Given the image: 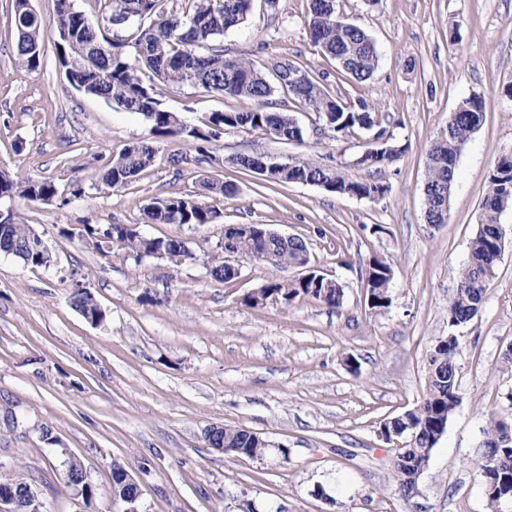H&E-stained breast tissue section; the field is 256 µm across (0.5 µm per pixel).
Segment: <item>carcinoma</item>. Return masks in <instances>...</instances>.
Wrapping results in <instances>:
<instances>
[{"label":"carcinoma","mask_w":512,"mask_h":512,"mask_svg":"<svg viewBox=\"0 0 512 512\" xmlns=\"http://www.w3.org/2000/svg\"><path fill=\"white\" fill-rule=\"evenodd\" d=\"M338 0H307L305 24L310 40L324 56L338 65V74L358 83L375 76L379 53L374 41L359 26L344 21L337 9ZM102 23L88 27L83 14L73 10L69 0H56L52 25L58 39L56 55L69 82L85 91L144 117L150 137L128 145L112 158L102 175L109 188L127 185L148 169L155 158L159 140L175 146L170 162L179 166L212 163L214 143L228 129L260 130L272 138L284 136L298 143L304 141L303 128L288 112L273 110V97L282 91L302 108L316 114L318 121L333 136H346L355 130L373 132L375 139L365 145L363 162L377 171L395 162L404 149L393 143L391 134L380 125L377 113L363 99L345 101L331 95L324 84L308 71L298 84L288 81L286 57L275 58L263 68L245 58L224 54L222 37L242 25L248 16L251 0H104ZM17 31L16 55L19 65L37 70L45 45L41 31L45 21L28 11L27 0H13ZM192 85L207 93L249 99L255 108L246 111L213 112L199 126L185 124L180 116L164 107V93ZM483 101L477 94L463 99L449 114L445 127L428 152V176L423 188L425 216L429 224H444L448 211L456 164L466 144L482 119ZM259 154L233 158L239 168L273 183L310 181L337 195L368 198L387 187L378 182L348 179L335 166L320 165L297 157L291 165L263 166ZM84 193L80 179L70 178L61 185L51 178H39L0 171V201L16 197L32 202H50L65 206L70 198ZM512 206V163L495 164L489 171L483 202L484 219L469 246V259L462 267L453 298L448 303V328L469 323L480 311L488 283L496 274L498 256L504 247L498 216ZM146 221L152 224H211L218 217L215 207L184 196L153 200L145 209ZM85 235L96 241L115 236L117 245L136 261L159 253L179 265L195 259L186 242L179 238L144 240L131 226H100L82 223ZM33 227L17 212L10 223L0 226V253L12 255L24 264L38 267L43 256L34 247ZM236 248L247 258L259 259L274 269L296 265L307 250L303 241L282 239L254 224H241L235 232ZM209 274L219 282L235 279L224 268V248L212 251L208 258ZM392 268L384 259L374 258L365 277L370 308L382 310L391 304L389 285ZM277 295L283 304L305 295L330 307L341 305L344 292L337 283L310 278L306 281L272 279L247 297L251 307ZM75 307L87 316L97 312V304L85 290L72 294ZM456 346L443 341L430 354L425 392L418 404L404 413L381 423L386 431L401 433L406 444L396 449L395 473L406 498L417 490L414 464L431 455L455 412L457 398ZM512 424L491 413L483 428V451L488 457L512 458V444L507 442ZM224 446L242 450L245 456H264L266 449L237 427L224 428ZM483 490L492 512L512 501V467L482 474Z\"/></svg>","instance_id":"obj_1"}]
</instances>
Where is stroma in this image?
Here are the masks:
<instances>
[{
	"label": "stroma",
	"instance_id": "obj_1",
	"mask_svg": "<svg viewBox=\"0 0 512 512\" xmlns=\"http://www.w3.org/2000/svg\"><path fill=\"white\" fill-rule=\"evenodd\" d=\"M46 21L38 70L21 68L12 0H0V169L61 181L78 174L85 193L66 206L15 200L13 206L54 248L50 267L0 253V477H24L43 512H116L111 469L133 470L141 512H489L479 446L490 413L512 415V208L499 216L505 247L477 316L462 327L456 358L460 402L405 498L393 472L395 443L381 423L412 409L425 391L428 357L448 334V303L469 244L483 222L488 172L512 153V0H340L339 12L375 41L380 67L357 84L337 75L305 25L306 0H253L244 25L223 37L229 57L259 63L288 57L325 76L333 95L365 98L386 114L402 156L375 171L355 165L369 134H312L314 113L276 94L304 143L262 131H226L217 165L155 162L128 185L101 177L127 145L148 138L143 116L77 89L52 44L54 0H31ZM483 100V118L457 161L447 223H426L428 150L458 104ZM165 107L189 125L214 112L245 111L247 99L186 85ZM303 156L341 167L355 181L386 185L376 199L340 196L300 183L277 184L232 164L239 154ZM235 185L215 197L203 175ZM190 196L216 207V223L150 224L156 198ZM129 224L149 237L187 241L198 259L176 265L104 253L83 222ZM228 224H259L302 239L311 263L344 290L332 308L307 297L259 307L245 299L267 280L293 281L296 267L240 259L237 279L220 283L207 254ZM393 270L391 304H367L370 261ZM84 282L106 312L89 323L73 306ZM357 369H350L348 357ZM215 425L258 433L260 458L221 453L205 433ZM78 460L94 488L84 500L61 462Z\"/></svg>",
	"mask_w": 512,
	"mask_h": 512
}]
</instances>
